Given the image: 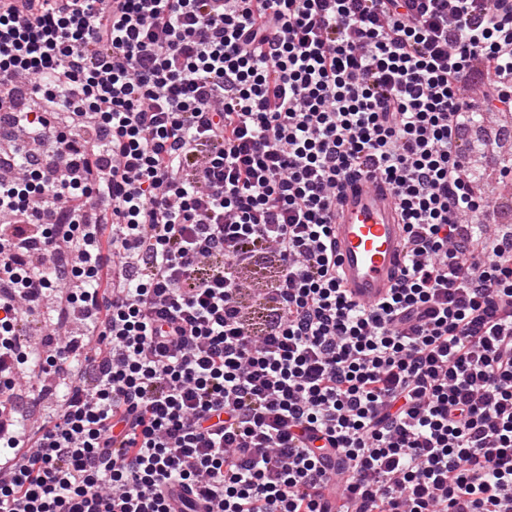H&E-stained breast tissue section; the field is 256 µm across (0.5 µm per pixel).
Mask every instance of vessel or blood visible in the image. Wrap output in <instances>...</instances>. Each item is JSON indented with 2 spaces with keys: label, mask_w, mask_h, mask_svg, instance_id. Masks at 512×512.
<instances>
[{
  "label": "vessel or blood",
  "mask_w": 512,
  "mask_h": 512,
  "mask_svg": "<svg viewBox=\"0 0 512 512\" xmlns=\"http://www.w3.org/2000/svg\"><path fill=\"white\" fill-rule=\"evenodd\" d=\"M336 211L332 231L346 297L360 305L387 298L406 266V229L393 191L353 174L340 191Z\"/></svg>",
  "instance_id": "b4317fda"
}]
</instances>
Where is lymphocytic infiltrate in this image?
<instances>
[{"label": "lymphocytic infiltrate", "instance_id": "1", "mask_svg": "<svg viewBox=\"0 0 512 512\" xmlns=\"http://www.w3.org/2000/svg\"><path fill=\"white\" fill-rule=\"evenodd\" d=\"M512 112V0H0V374L70 387L0 512H512V229L460 149ZM65 107L70 130L50 116ZM395 192L407 265L341 288L344 180ZM276 277L254 329L242 269ZM84 332L37 359L34 302Z\"/></svg>", "mask_w": 512, "mask_h": 512}]
</instances>
